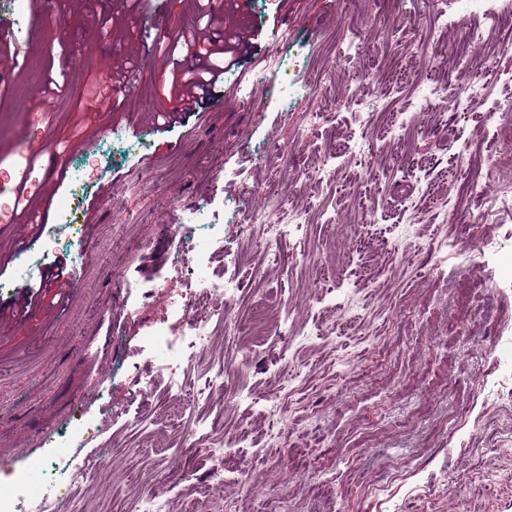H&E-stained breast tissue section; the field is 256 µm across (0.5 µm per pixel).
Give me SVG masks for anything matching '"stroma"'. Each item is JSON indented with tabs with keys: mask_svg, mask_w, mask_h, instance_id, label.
Returning a JSON list of instances; mask_svg holds the SVG:
<instances>
[{
	"mask_svg": "<svg viewBox=\"0 0 512 512\" xmlns=\"http://www.w3.org/2000/svg\"><path fill=\"white\" fill-rule=\"evenodd\" d=\"M198 6L150 0L143 24L99 31L94 17L114 13L116 0H55L59 26L35 29L46 48L19 59L21 77L0 102V182L17 185L27 158L41 187L15 223L0 224V278L14 277L36 225L59 221L71 180L94 181L76 215L80 242L59 230L46 257L65 281L32 278L39 293L25 330L0 322V463L44 447L79 410L76 441L106 451L99 474L73 490L89 512L115 497L133 512L154 492L189 512L217 474L226 502L253 494L254 512L282 499L290 512H402L407 502L413 512H512V398L500 394L512 377V204L497 202L498 184L512 182V52L500 45L512 22L471 12L468 0H443L452 22L442 29L434 0H245L257 51L225 74L227 105L163 128L155 114L177 101L153 22L182 33ZM473 28L484 42L449 82L496 109L443 110L440 66ZM131 47L158 67L116 111L100 110L90 89L124 68ZM273 49L293 81L314 84L310 95L282 105L271 75L234 92ZM356 77L362 93L345 100ZM313 111L322 124L310 123ZM279 152L309 166L332 155L338 170L321 184L279 169L307 221L291 225L286 263L267 267L256 246L273 230L250 211ZM206 203L212 224L188 223L186 210ZM482 204L495 216L471 229ZM178 234L219 235L238 255L244 289L224 307L265 329L238 344L216 328L183 388L158 378L146 402L110 375L115 360L134 374L168 355L153 332L177 328L172 305L194 292L193 278L169 274ZM439 235L447 251L428 250ZM118 271L145 292L137 306L116 290ZM245 351L240 398L206 389L213 364ZM135 416L149 428L128 427Z\"/></svg>",
	"mask_w": 512,
	"mask_h": 512,
	"instance_id": "stroma-1",
	"label": "stroma"
}]
</instances>
